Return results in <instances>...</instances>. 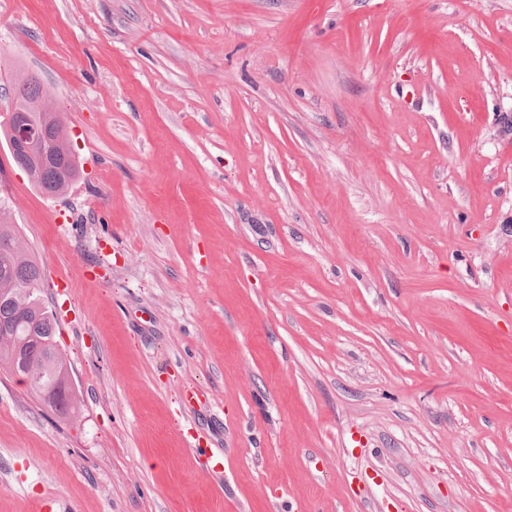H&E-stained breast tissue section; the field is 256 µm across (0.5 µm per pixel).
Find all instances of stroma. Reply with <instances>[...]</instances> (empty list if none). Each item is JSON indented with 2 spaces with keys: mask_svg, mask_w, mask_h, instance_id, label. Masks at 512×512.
<instances>
[{
  "mask_svg": "<svg viewBox=\"0 0 512 512\" xmlns=\"http://www.w3.org/2000/svg\"><path fill=\"white\" fill-rule=\"evenodd\" d=\"M23 72L78 403L0 368V512H512V0H0ZM12 90L13 94L10 95L8 102L9 114L15 117L16 115L27 116L26 112H34L38 132L45 131L54 142L56 164L53 167L37 170L34 173V180L31 179V182L32 180L35 182L33 186L37 190L61 197L79 176L78 161L61 135L64 127V113L56 112L40 102L20 103L14 93L23 97H42L47 104L53 107L48 91L40 82L18 85V80H16ZM37 130L34 125L25 120H13L10 127L9 148L12 154L18 151L34 154L45 166L48 152L40 143ZM12 154L10 155L15 166L21 167L27 163L26 155L13 156Z\"/></svg>",
  "mask_w": 512,
  "mask_h": 512,
  "instance_id": "1",
  "label": "stroma"
}]
</instances>
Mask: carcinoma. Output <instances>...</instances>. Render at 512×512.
<instances>
[{"label":"carcinoma","instance_id":"obj_1","mask_svg":"<svg viewBox=\"0 0 512 512\" xmlns=\"http://www.w3.org/2000/svg\"><path fill=\"white\" fill-rule=\"evenodd\" d=\"M13 92L23 97H41L51 103L41 83L13 84ZM64 113L37 112L38 132L54 142L56 164L34 173V187L54 196H63L79 176V165L61 135ZM42 273L22 248L18 225L0 218V366L13 369L19 358L39 364L40 389L56 394L50 408L62 416L75 412L76 396L69 388V369L63 355L53 349L57 323L39 296Z\"/></svg>","mask_w":512,"mask_h":512}]
</instances>
